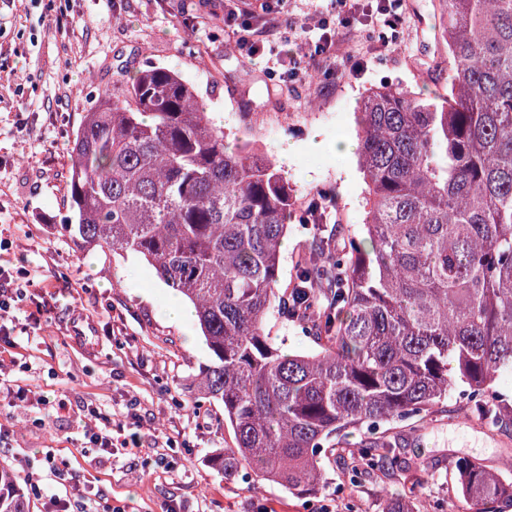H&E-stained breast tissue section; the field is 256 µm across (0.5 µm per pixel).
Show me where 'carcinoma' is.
Masks as SVG:
<instances>
[{
    "label": "carcinoma",
    "mask_w": 512,
    "mask_h": 512,
    "mask_svg": "<svg viewBox=\"0 0 512 512\" xmlns=\"http://www.w3.org/2000/svg\"><path fill=\"white\" fill-rule=\"evenodd\" d=\"M439 15L447 89L361 99L364 238L340 245L317 227L289 290L288 180L250 142L229 143L176 69L122 74L77 128L63 228L83 250L145 259L195 304L210 358L188 392L224 409L235 445L208 464L227 481L312 497L338 448L352 479L384 473L401 448L394 424L460 384L480 420L512 427L497 389L512 377V0H439ZM275 313L306 323L318 349L286 353L266 329ZM350 428L361 447H346ZM454 466L468 512L512 505V476ZM0 512H30L2 464Z\"/></svg>",
    "instance_id": "carcinoma-1"
}]
</instances>
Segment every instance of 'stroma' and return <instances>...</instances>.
Returning <instances> with one entry per match:
<instances>
[{
    "instance_id": "obj_1",
    "label": "stroma",
    "mask_w": 512,
    "mask_h": 512,
    "mask_svg": "<svg viewBox=\"0 0 512 512\" xmlns=\"http://www.w3.org/2000/svg\"><path fill=\"white\" fill-rule=\"evenodd\" d=\"M397 28H355L330 60L298 55L311 78L288 76L289 52L326 11V0H292L276 16L275 54L237 50L225 28L228 0H0V264L33 287L0 318L15 347L0 353V464L21 483L49 482L46 454L65 460L64 495L84 493L127 512H384L387 498L413 494L418 512L441 501L464 512L454 460L490 470L512 464V431L468 414L451 393L433 416L404 430L403 465L351 482L346 461L323 460L326 488L297 498L280 486L252 490L206 463L233 446L222 406L194 404L180 384L207 362L195 320L175 325L163 311L175 296L135 255L78 249L62 230L70 151L84 112L125 66L170 64L198 90L228 138L257 144L287 176L296 215L282 247L280 288L292 287L315 227L303 223L323 183L335 187L344 235L361 232L365 184L355 157L337 151L355 133L354 107L368 91L444 85L436 38L437 0H400ZM91 320L86 343L73 319ZM28 391L18 400L13 388ZM64 399L66 410L55 402ZM97 408L111 453L85 447L83 418ZM139 447H130L132 437Z\"/></svg>"
}]
</instances>
